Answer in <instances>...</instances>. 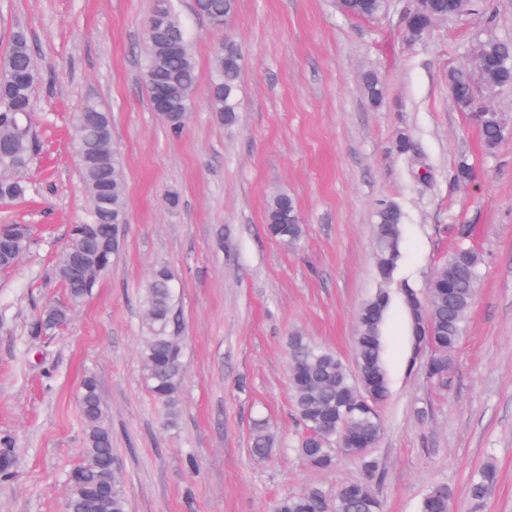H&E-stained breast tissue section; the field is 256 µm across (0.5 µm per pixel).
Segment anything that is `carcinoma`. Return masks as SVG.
Returning a JSON list of instances; mask_svg holds the SVG:
<instances>
[{"instance_id":"obj_1","label":"carcinoma","mask_w":512,"mask_h":512,"mask_svg":"<svg viewBox=\"0 0 512 512\" xmlns=\"http://www.w3.org/2000/svg\"><path fill=\"white\" fill-rule=\"evenodd\" d=\"M472 0H430L431 10L450 18L472 10ZM387 8L385 0H342L339 9L352 17L376 18ZM235 9V0H195L196 13L216 27H221ZM237 54L226 45L217 50L212 61L211 107L231 123L236 118L240 69L224 67V55ZM473 57L495 59L504 67L488 71L484 81L492 88L512 86V41L487 39L479 42ZM39 79L32 47L26 32H15L9 50L0 57V135L11 140V162L0 164V201L25 197L28 186L23 173L39 153L40 140L33 126V98ZM148 97L155 86L168 89L167 112L162 117L170 132L185 127L197 84L195 61L187 30L179 15L167 7L163 27L148 32V50L143 68ZM449 89L456 105L479 113V130L485 146L496 148L502 141L503 128L498 113L472 102V88L467 73L450 74ZM73 153L81 157L83 184L91 201L87 218L71 225L66 245L56 260L55 272L67 288L71 302L78 303L96 287L100 277L112 267L119 241L112 229L126 217L125 174L120 154L112 146V118L99 111L90 127L73 122L69 131ZM269 235L290 248L300 245L305 227L299 221L296 205L286 194L274 196L267 205ZM402 213L383 203L376 212L375 235L391 244L375 258L377 271L401 258ZM33 244L29 228L19 224L0 226V267L9 269ZM481 282L479 254L466 246L457 247L448 262L441 265L428 288L423 307L432 329L434 372L442 379L448 374L449 354L464 331L465 314ZM144 337L141 359L151 390L162 405L168 420L178 415V396L182 382V337L172 296V275L164 268L153 271L142 296ZM390 306V295L379 289L360 308L355 336L356 370H350L336 354L299 334L288 337V384L290 400L297 419L304 428L293 445L294 450L313 467L328 469L336 456L343 454L359 461L363 477L345 483L329 495L319 486L278 498L273 512H382V505L372 490L380 473L379 463L367 452L342 447L345 431L355 429L363 437H379L381 422L374 410L362 403L363 384L375 386L378 402L389 391L384 361L382 329ZM68 311L49 305L40 313L32 329L41 331L63 324ZM82 415L86 423L82 462L76 466L78 481L68 484L67 512H126L123 485L112 466V434L104 422L102 400L94 377L86 378L80 394ZM277 446L275 435L262 419L255 420L251 434V452L265 458ZM14 439L0 435V476L11 474L7 468ZM497 481L493 465H485L469 483L473 500L484 499ZM455 494L448 484L433 486L422 498L418 512H453Z\"/></svg>"}]
</instances>
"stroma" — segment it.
Returning a JSON list of instances; mask_svg holds the SVG:
<instances>
[{
  "mask_svg": "<svg viewBox=\"0 0 512 512\" xmlns=\"http://www.w3.org/2000/svg\"><path fill=\"white\" fill-rule=\"evenodd\" d=\"M198 73L180 134L153 112L142 82L155 0H0V55L16 28L33 48L41 149L28 194L0 201L1 224H25L33 249L0 271V435L15 439L0 512H63L65 482L82 460L79 396L95 377L112 431L127 512H271L286 494L335 492L361 478L353 459L327 470L291 448L300 428L288 389L286 338L298 332L355 364L357 313L378 289L375 212L403 215L396 278L425 294L451 251L482 259L481 283L444 379L413 357L410 321L394 292L384 331L389 394L371 450L383 512H418L433 486L455 490V512H512V88L478 87L502 117L487 149L448 90L472 66L477 41L512 40V0L437 23L412 41L413 0H390L376 19L348 17L334 0H236L214 31L194 0H172ZM241 56L238 112L210 107L215 50ZM375 76L379 101L367 94ZM112 116L125 172L127 218L111 269L79 303L56 278L70 225L90 201L69 142L85 103ZM406 138L407 150L398 147ZM471 177L459 179V163ZM290 195L307 228L298 248L266 230L276 194ZM157 267L173 276L184 345L180 418L167 425L140 359V292ZM49 304L67 321L35 335ZM280 441L251 452L254 419ZM498 482L479 502L471 475ZM497 481V472L492 464L485 465L469 483V495L473 500L484 499Z\"/></svg>",
  "mask_w": 512,
  "mask_h": 512,
  "instance_id": "35a3bbf8",
  "label": "stroma"
}]
</instances>
